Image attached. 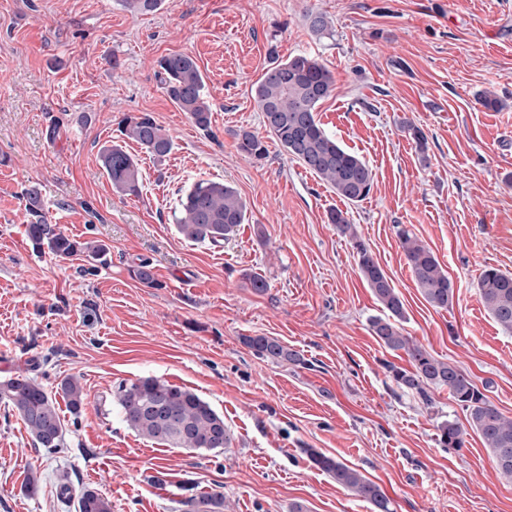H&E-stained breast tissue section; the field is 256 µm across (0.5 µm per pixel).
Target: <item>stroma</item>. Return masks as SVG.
I'll use <instances>...</instances> for the list:
<instances>
[{
	"mask_svg": "<svg viewBox=\"0 0 512 512\" xmlns=\"http://www.w3.org/2000/svg\"><path fill=\"white\" fill-rule=\"evenodd\" d=\"M334 35L317 39L307 10ZM280 56H319L336 83L319 107L327 132L372 168L374 185L343 205L276 142L254 164L234 134H264L251 86ZM198 64L210 131L169 99L161 57ZM492 90L501 111L476 100ZM131 112L153 115L173 141L157 164L135 143L139 196L117 194L100 149ZM428 140L419 152L402 122ZM235 187L249 221L213 246L172 222L198 180ZM40 183L48 216L67 235L97 240L106 263L33 250L20 196ZM346 207L406 310L404 333L456 363L512 417V332L485 310L477 281L512 272V0H163L134 16L117 0H0V380L21 370L56 390L78 377L88 400L60 406L64 446L34 447L0 402V512H77L60 485L88 487L112 512H182L189 494L220 492L224 512H371L306 455L358 468L392 512H512V480L477 435L444 448L437 425L460 416L447 389L432 405L403 393L387 367L405 352L370 331L382 309L349 239L328 224ZM426 244L455 289L452 307L423 298L397 238ZM153 262L157 287L131 278ZM264 276L258 294L243 275ZM274 336L298 364L257 358L246 336ZM154 376L194 390L224 417L220 452L170 448L124 421L119 384ZM36 476V492L24 488Z\"/></svg>",
	"mask_w": 512,
	"mask_h": 512,
	"instance_id": "obj_1",
	"label": "stroma"
}]
</instances>
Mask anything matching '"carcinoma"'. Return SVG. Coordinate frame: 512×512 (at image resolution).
<instances>
[{
  "label": "carcinoma",
  "mask_w": 512,
  "mask_h": 512,
  "mask_svg": "<svg viewBox=\"0 0 512 512\" xmlns=\"http://www.w3.org/2000/svg\"><path fill=\"white\" fill-rule=\"evenodd\" d=\"M132 15H143L158 9L161 0H118ZM310 32L318 38L333 36L328 16L320 11L306 15ZM269 64L252 84L251 92L263 114V125L269 135L294 161L328 185L341 200L357 204L372 189V169L357 154L344 148L328 134L318 118V108L328 99L335 81L327 66L316 56L299 53L283 59L277 44L270 43ZM162 85L170 100L202 130L211 125V105L204 93V79L195 60L175 53L158 61ZM403 131L420 152L427 149V137L415 124L405 121ZM123 138L141 146L158 162L171 153L173 143L165 129L147 112L127 114L119 122ZM238 153L254 163L267 157V146L259 135L242 130L235 133ZM100 160L112 188L122 195L140 192V168L137 160L120 144L105 146ZM22 199L27 215L26 234L32 248L49 251L66 260L84 254L105 261L108 248L98 241L70 238L47 216L41 185L24 187ZM178 233L192 242L217 245L230 238L236 228L247 221V205L230 184L212 179L195 182L174 212ZM328 223L341 236L350 239L356 250L359 271L380 304L383 314L370 320V330L390 351L402 350L410 368L386 365L397 385L405 393L432 402L431 390L446 387L464 420L450 418L437 426V440L444 448H462L469 432L476 433L492 454L499 474L512 479V418L505 416L490 398L478 388L469 374L453 362L435 358L427 349L403 333L406 318L404 303L390 278L374 260L364 241L358 236L349 214L339 208L327 212ZM399 246L411 275L423 298L436 309L453 304L455 292L448 273L432 250L409 230H397ZM131 275L139 283L157 285L153 264L140 261ZM481 301L493 319L506 331H512V274L498 268H485L478 280ZM243 344L256 356L273 363L300 361L299 354L270 336H244ZM59 390L71 412H81L88 394L74 376L60 382ZM0 400L11 406L29 430L34 445L56 450L63 444L64 424L58 413L56 395L25 371L0 381ZM117 401L124 421L143 437L170 448L185 450H222L230 446L232 437L224 424V416L211 404L186 387H178L157 377H143L118 387ZM304 453L326 472L337 485L372 506V512H390V502L380 487L357 469L315 448ZM64 495H76L78 512H112V503L92 489L76 491L68 484L60 486ZM189 512H224L221 493L191 495L181 501Z\"/></svg>",
  "instance_id": "1"
}]
</instances>
